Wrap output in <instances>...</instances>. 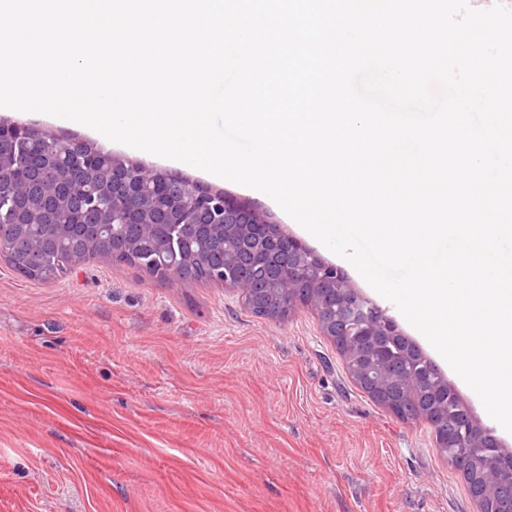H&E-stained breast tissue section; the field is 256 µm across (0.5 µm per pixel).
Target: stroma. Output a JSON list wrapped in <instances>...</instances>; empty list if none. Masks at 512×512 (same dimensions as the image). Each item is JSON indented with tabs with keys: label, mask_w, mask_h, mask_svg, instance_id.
Listing matches in <instances>:
<instances>
[{
	"label": "stroma",
	"mask_w": 512,
	"mask_h": 512,
	"mask_svg": "<svg viewBox=\"0 0 512 512\" xmlns=\"http://www.w3.org/2000/svg\"><path fill=\"white\" fill-rule=\"evenodd\" d=\"M475 510L429 425L362 391L309 311L272 321L103 257L51 281L0 258V512Z\"/></svg>",
	"instance_id": "stroma-1"
}]
</instances>
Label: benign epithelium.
Here are the masks:
<instances>
[{
    "label": "benign epithelium",
    "instance_id": "benign-epithelium-1",
    "mask_svg": "<svg viewBox=\"0 0 512 512\" xmlns=\"http://www.w3.org/2000/svg\"><path fill=\"white\" fill-rule=\"evenodd\" d=\"M97 167L107 173L127 172V160L112 153L97 157ZM138 170L131 181L132 190L123 192L121 200L127 204L132 200L148 197L162 198L172 210L183 204L184 196L199 192L204 195L212 189L200 183L183 181L184 194L173 196L168 191V175L171 171L163 168H149L140 163L132 164ZM146 246L160 258H177L179 242L186 241L190 247V260L201 263L209 255L210 235L200 232V225L194 222L174 224H150ZM106 224L85 225V237L95 242L100 249L110 251L113 241L107 233ZM224 237L233 238L246 246L247 255L253 262L275 263L279 252L288 255V262L280 265V275L275 289L278 303L268 308L262 304L254 306L256 314L268 319L281 321L290 318L298 309L312 311L319 322L323 335L336 341L338 333L345 336H363L362 348L356 352L359 374L355 381L369 386L385 395L386 409L399 415L400 400L387 395L384 383L392 380L401 393L425 392L436 396L447 391L455 394L437 365L429 358L419 368H410L399 362H386L377 356V336H400L406 343L412 340L405 336L387 310L381 308L367 295L355 288L343 268L327 261L316 250L307 247L296 237L284 233L277 225L267 223L246 201L224 198ZM460 422L448 425V413L426 411L423 420L434 432L435 446L450 448L445 455L449 464L464 475L473 473L476 459L472 451L476 448H500L499 441L473 415L470 407L458 401Z\"/></svg>",
    "mask_w": 512,
    "mask_h": 512
}]
</instances>
